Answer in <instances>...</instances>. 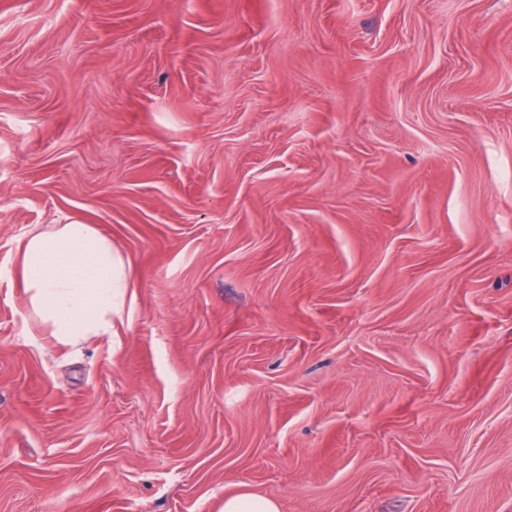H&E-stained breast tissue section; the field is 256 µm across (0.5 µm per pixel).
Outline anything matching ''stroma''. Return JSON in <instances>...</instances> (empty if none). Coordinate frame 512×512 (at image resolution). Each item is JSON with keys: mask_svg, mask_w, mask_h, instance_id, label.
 I'll list each match as a JSON object with an SVG mask.
<instances>
[{"mask_svg": "<svg viewBox=\"0 0 512 512\" xmlns=\"http://www.w3.org/2000/svg\"><path fill=\"white\" fill-rule=\"evenodd\" d=\"M131 319L68 348L27 232ZM512 512V0H0V512ZM18 252L29 308L56 345L112 336L118 322L130 320L128 263L95 225L73 221L30 231ZM219 512H280V507L272 499L242 489L225 494Z\"/></svg>", "mask_w": 512, "mask_h": 512, "instance_id": "stroma-1", "label": "stroma"}]
</instances>
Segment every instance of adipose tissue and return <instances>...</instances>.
<instances>
[{"label": "adipose tissue", "mask_w": 512, "mask_h": 512, "mask_svg": "<svg viewBox=\"0 0 512 512\" xmlns=\"http://www.w3.org/2000/svg\"><path fill=\"white\" fill-rule=\"evenodd\" d=\"M18 252L29 308L56 345L111 335L130 319L128 263L95 225L73 221L29 232Z\"/></svg>", "instance_id": "1"}]
</instances>
